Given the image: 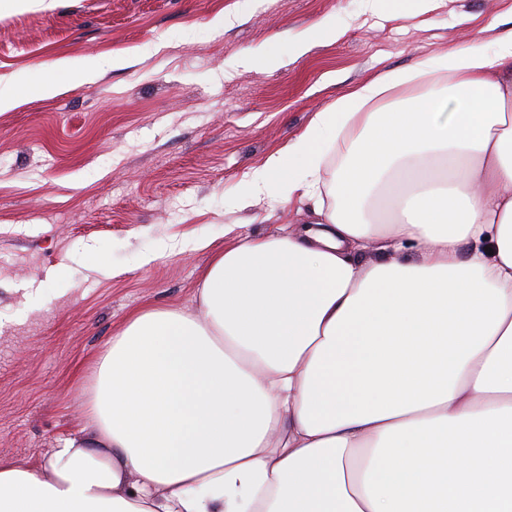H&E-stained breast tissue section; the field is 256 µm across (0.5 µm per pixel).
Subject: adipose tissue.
Returning <instances> with one entry per match:
<instances>
[{
    "label": "adipose tissue",
    "mask_w": 512,
    "mask_h": 512,
    "mask_svg": "<svg viewBox=\"0 0 512 512\" xmlns=\"http://www.w3.org/2000/svg\"><path fill=\"white\" fill-rule=\"evenodd\" d=\"M297 194L291 230L193 242L197 309L129 317L86 428L0 461V512H512V32L351 88L240 202Z\"/></svg>",
    "instance_id": "obj_1"
}]
</instances>
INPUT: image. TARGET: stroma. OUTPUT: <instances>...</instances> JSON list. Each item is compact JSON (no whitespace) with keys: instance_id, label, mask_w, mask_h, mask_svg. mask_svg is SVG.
Masks as SVG:
<instances>
[{"instance_id":"obj_1","label":"stroma","mask_w":512,"mask_h":512,"mask_svg":"<svg viewBox=\"0 0 512 512\" xmlns=\"http://www.w3.org/2000/svg\"><path fill=\"white\" fill-rule=\"evenodd\" d=\"M326 18L341 37L296 52ZM510 32L512 0H440L425 15L372 0H0V79L103 60L94 81L0 112V460L42 467L79 433L91 364L134 311L196 307L211 253L187 240L227 246L309 213L297 200L242 209L237 194L317 112ZM260 50L281 66L244 65Z\"/></svg>"}]
</instances>
